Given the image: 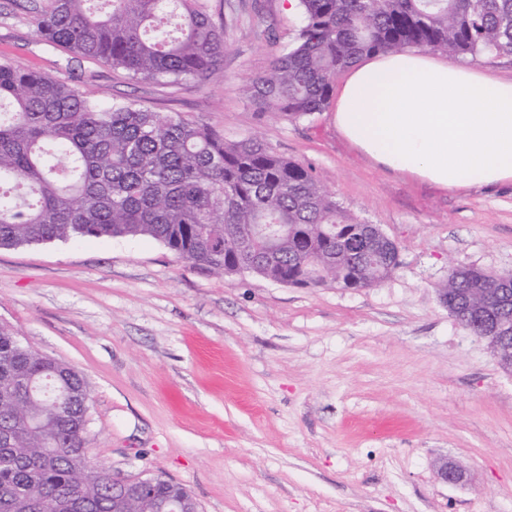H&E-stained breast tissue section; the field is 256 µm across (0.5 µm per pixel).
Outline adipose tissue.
<instances>
[{"instance_id": "adipose-tissue-1", "label": "adipose tissue", "mask_w": 512, "mask_h": 512, "mask_svg": "<svg viewBox=\"0 0 512 512\" xmlns=\"http://www.w3.org/2000/svg\"><path fill=\"white\" fill-rule=\"evenodd\" d=\"M337 129L385 169L443 188L512 182V80L417 50L364 57L337 92Z\"/></svg>"}]
</instances>
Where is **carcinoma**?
<instances>
[{
  "instance_id": "cac0c4a2",
  "label": "carcinoma",
  "mask_w": 512,
  "mask_h": 512,
  "mask_svg": "<svg viewBox=\"0 0 512 512\" xmlns=\"http://www.w3.org/2000/svg\"><path fill=\"white\" fill-rule=\"evenodd\" d=\"M288 51L247 80L261 117L291 122L325 111L336 77L360 58L423 48L472 61L512 57V0H298ZM43 42L136 80L205 82L220 73L224 29L208 0H48L35 21ZM288 225L283 266L253 274L292 287L372 288L398 267L395 249L348 214L312 171L256 138L229 142L177 114L101 103L77 86L0 63V247L72 238L151 237L205 273L231 274L224 247L245 229ZM488 334L507 306L506 279L465 266L440 288ZM55 360L0 327V512H144L112 497L108 472L85 458L90 400L74 371L59 374L75 400L28 384ZM159 502L188 495L162 481Z\"/></svg>"
}]
</instances>
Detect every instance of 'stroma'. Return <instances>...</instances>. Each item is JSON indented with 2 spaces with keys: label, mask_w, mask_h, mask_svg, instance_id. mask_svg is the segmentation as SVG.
<instances>
[{
  "label": "stroma",
  "mask_w": 512,
  "mask_h": 512,
  "mask_svg": "<svg viewBox=\"0 0 512 512\" xmlns=\"http://www.w3.org/2000/svg\"><path fill=\"white\" fill-rule=\"evenodd\" d=\"M47 4L0 0L1 62L259 137L399 249L389 278L348 290L206 275L149 237L0 248V327L84 378L89 460L181 484L199 512H512V375L438 293L456 264L512 272V183L382 170L329 110L257 119L243 81L295 38L288 0H210L223 72L179 86L40 41ZM444 458L461 481L438 479Z\"/></svg>",
  "instance_id": "obj_1"
}]
</instances>
